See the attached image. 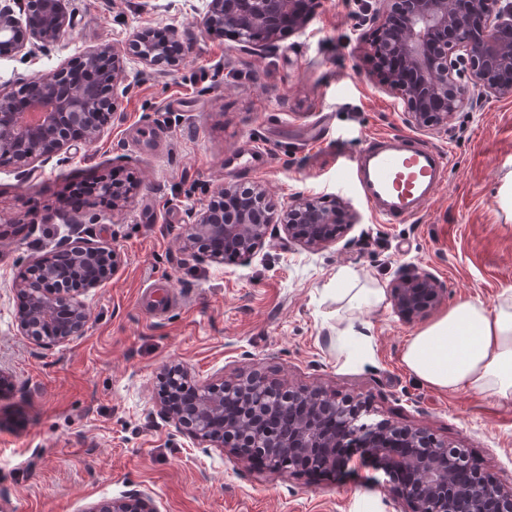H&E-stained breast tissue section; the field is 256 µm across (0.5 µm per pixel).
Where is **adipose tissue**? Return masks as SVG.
I'll return each mask as SVG.
<instances>
[{
  "mask_svg": "<svg viewBox=\"0 0 512 512\" xmlns=\"http://www.w3.org/2000/svg\"><path fill=\"white\" fill-rule=\"evenodd\" d=\"M401 359L434 389L512 399V290L491 309L473 298L457 303L410 336Z\"/></svg>",
  "mask_w": 512,
  "mask_h": 512,
  "instance_id": "obj_1",
  "label": "adipose tissue"
}]
</instances>
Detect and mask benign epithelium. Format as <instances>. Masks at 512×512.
<instances>
[{
	"label": "benign epithelium",
	"mask_w": 512,
	"mask_h": 512,
	"mask_svg": "<svg viewBox=\"0 0 512 512\" xmlns=\"http://www.w3.org/2000/svg\"><path fill=\"white\" fill-rule=\"evenodd\" d=\"M0 0V48L32 56L60 44L70 28L61 0ZM309 0H206L203 25L222 30L255 50L271 53L282 31H302L313 12ZM365 21L377 24L381 53L374 56L380 86L404 107L411 126L435 130L448 125L457 112L471 110L483 98L512 97V0H362ZM127 44L147 67L176 62L171 45L134 32ZM472 94L455 91L462 80ZM123 66L117 48L101 46L66 71L24 79L19 88L0 93V155L13 160L26 179L35 164L46 165L73 142L91 146L104 128L98 115L118 108ZM126 185L103 178L82 194L87 204L99 196L119 203L128 199ZM253 202L224 219L217 206L193 214L185 244L201 249L200 258L224 262L229 255L251 260L267 238L281 229L288 242L309 252L327 246L326 228L351 221L347 209L328 210L317 201L295 196L280 209L265 206L266 189L252 188ZM121 264L120 251L87 237L81 224L68 225L54 257L33 261L13 291L24 299L17 326L46 347L65 344L88 328L80 296L110 281ZM445 289L426 271L401 273L389 298L394 312L408 322L425 317L443 298ZM187 372L169 370L161 382V415L195 443L227 447L238 461L260 460L271 473H329L345 467L351 455L375 465L395 483V512H512V484L470 474V456L423 427L364 422L366 407L352 398L337 399L319 387L289 389L288 402L302 412L283 431H267L268 410L254 417L224 411V397L237 389L261 390L267 378L258 371L227 380L220 387H198L184 406L171 397ZM156 512L141 493L104 499L86 512Z\"/></svg>",
	"instance_id": "7a95c632"
}]
</instances>
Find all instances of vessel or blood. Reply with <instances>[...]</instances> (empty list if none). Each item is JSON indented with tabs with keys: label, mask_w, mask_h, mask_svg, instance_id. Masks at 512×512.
<instances>
[{
	"label": "vessel or blood",
	"mask_w": 512,
	"mask_h": 512,
	"mask_svg": "<svg viewBox=\"0 0 512 512\" xmlns=\"http://www.w3.org/2000/svg\"><path fill=\"white\" fill-rule=\"evenodd\" d=\"M349 173L373 212L400 222L433 197L444 181L445 162L415 138H376L354 154Z\"/></svg>",
	"instance_id": "vessel-or-blood-1"
}]
</instances>
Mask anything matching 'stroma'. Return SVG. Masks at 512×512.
Returning a JSON list of instances; mask_svg holds the SVG:
<instances>
[{"label": "stroma", "mask_w": 512, "mask_h": 512, "mask_svg": "<svg viewBox=\"0 0 512 512\" xmlns=\"http://www.w3.org/2000/svg\"><path fill=\"white\" fill-rule=\"evenodd\" d=\"M63 0L72 28L63 44L30 60L0 50V91L56 71L90 49L123 50L130 93L92 146L37 168L30 180L0 163V500L13 512H87L101 500L148 493L157 512H392L382 472L350 462L344 475H276L205 449L159 415V379L183 365L195 385L256 369L295 387L320 385L368 406L373 420L427 428L469 449L480 467L512 482V400L435 390L400 360L419 322L391 303L359 319L371 354L337 362L333 290L340 269L389 286L413 265L444 286L441 310L465 298L494 307L512 289V213L499 189L512 174V97L480 100L446 127L421 131L398 99L369 75L357 0H318L304 31L259 54L205 31L204 0ZM189 36L177 65L149 68L128 36L142 30ZM413 136L449 158L445 182L420 213L401 222L374 215L347 180L348 160L370 139ZM271 156L261 169L242 155ZM130 176V201L70 212L123 263L83 293L84 336L43 347L17 330L13 284L66 233L57 217L74 185ZM262 184L273 204L295 194L343 204L356 224L324 250L267 239L249 263L214 264L185 247L195 211L224 183ZM44 224L30 227L32 215ZM170 281L180 298L163 317L138 301L146 285Z\"/></svg>", "instance_id": "stroma-1"}]
</instances>
